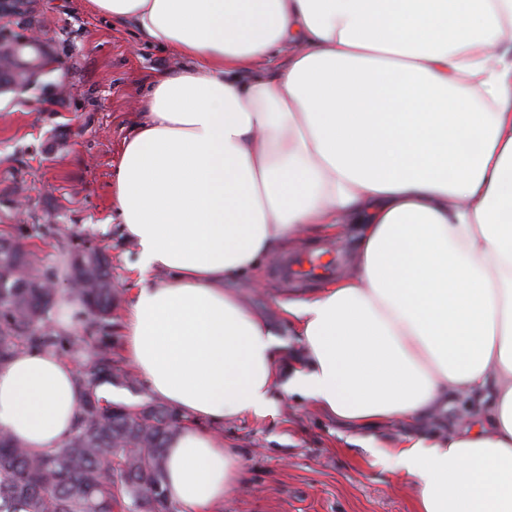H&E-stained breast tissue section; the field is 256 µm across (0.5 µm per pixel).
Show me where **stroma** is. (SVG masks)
<instances>
[{"label":"stroma","instance_id":"35a3bbf8","mask_svg":"<svg viewBox=\"0 0 512 512\" xmlns=\"http://www.w3.org/2000/svg\"><path fill=\"white\" fill-rule=\"evenodd\" d=\"M43 35L52 63L40 86L0 90V233L65 224L76 237L105 251L115 288L129 302L137 277L136 249L121 231L111 190L123 142L142 122L141 101L156 74L180 65L172 50L143 41L128 23L93 12L87 0H36L31 14L0 15V39H19L30 28ZM24 209H17V202ZM359 227L342 240L322 238L285 249L287 259L322 253L346 267ZM281 262H263L252 274L261 289L245 288L247 305L265 317L294 366L303 348L280 303L314 290L316 278L286 280ZM466 408L453 401L425 425L392 422L360 434L307 401L290 396L276 417H240L216 433L240 461L241 485L221 512H415L411 484L373 454L422 431L447 438Z\"/></svg>","mask_w":512,"mask_h":512}]
</instances>
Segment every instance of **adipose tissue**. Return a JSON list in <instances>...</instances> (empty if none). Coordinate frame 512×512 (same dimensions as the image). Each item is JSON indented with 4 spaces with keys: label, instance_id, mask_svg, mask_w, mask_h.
<instances>
[{
    "label": "adipose tissue",
    "instance_id": "ef3b65f1",
    "mask_svg": "<svg viewBox=\"0 0 512 512\" xmlns=\"http://www.w3.org/2000/svg\"><path fill=\"white\" fill-rule=\"evenodd\" d=\"M88 4L183 60L152 82L112 189L138 273L124 355L190 420L166 451L181 512H220L240 484L202 422L274 417L279 391L356 428L467 398L478 426L381 456L417 512H512V0ZM284 45L273 78L241 82ZM346 224L352 270L282 305L305 352L285 367L237 280ZM82 398L57 355L20 353L0 430L59 448Z\"/></svg>",
    "mask_w": 512,
    "mask_h": 512
}]
</instances>
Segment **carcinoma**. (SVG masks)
<instances>
[{"label": "carcinoma", "mask_w": 512, "mask_h": 512, "mask_svg": "<svg viewBox=\"0 0 512 512\" xmlns=\"http://www.w3.org/2000/svg\"><path fill=\"white\" fill-rule=\"evenodd\" d=\"M15 61L35 77L45 69L40 47L3 43ZM66 250L65 278L72 288L54 287L56 271L42 266L31 249V235L17 229L0 237V367L23 351L74 354L85 337L64 333L55 313L65 295L82 307L79 319L98 334L89 368H74L84 391L75 427L56 450H31L0 430V512H180L165 489V450L183 424L175 409L160 403L139 406L107 402L97 390L112 381L134 388L137 379L112 353V313L120 303L112 288L107 255L88 242H74L67 228H41Z\"/></svg>", "instance_id": "1"}]
</instances>
